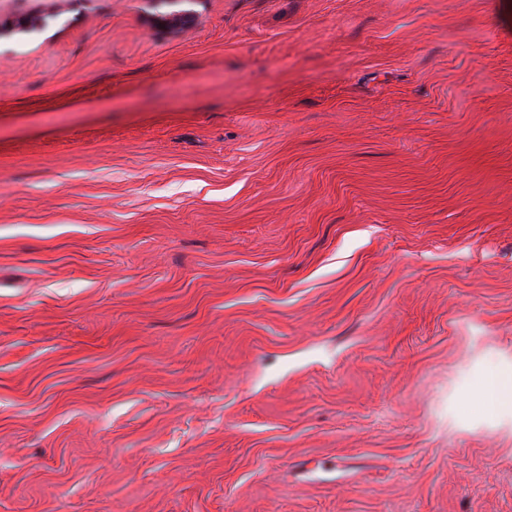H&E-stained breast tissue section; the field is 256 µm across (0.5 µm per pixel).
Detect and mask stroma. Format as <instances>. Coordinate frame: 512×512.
<instances>
[{
    "label": "stroma",
    "instance_id": "obj_1",
    "mask_svg": "<svg viewBox=\"0 0 512 512\" xmlns=\"http://www.w3.org/2000/svg\"><path fill=\"white\" fill-rule=\"evenodd\" d=\"M183 7L0 0V512H512V0ZM484 390L490 394L493 405L512 406V379L510 377L490 378L486 381Z\"/></svg>",
    "mask_w": 512,
    "mask_h": 512
}]
</instances>
